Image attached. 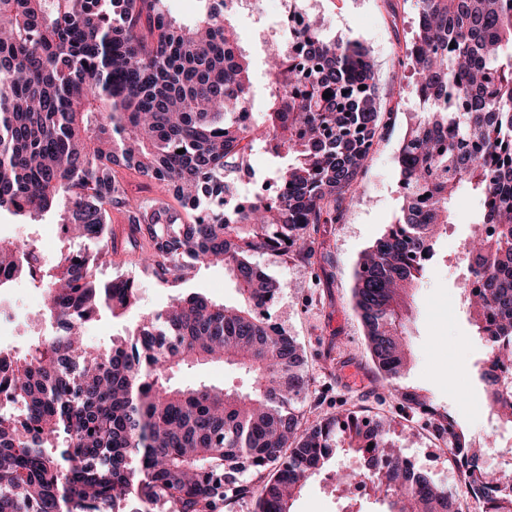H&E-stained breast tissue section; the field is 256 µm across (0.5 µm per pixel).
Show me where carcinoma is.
I'll return each instance as SVG.
<instances>
[{"mask_svg":"<svg viewBox=\"0 0 512 512\" xmlns=\"http://www.w3.org/2000/svg\"><path fill=\"white\" fill-rule=\"evenodd\" d=\"M202 2L185 25L166 0H0V212L53 211L68 239L97 243L94 254L44 260L33 244L0 238V277L39 283L41 321L65 330L23 353L0 349V392L17 404L0 413V512L30 502L40 512H223L247 494L255 512H290L339 448L364 461L388 512H459L410 463L378 475L395 455L380 423L350 411L302 427L292 408L309 390L302 355L261 313L285 285L252 257L311 261L318 225L339 223L391 120L367 48L308 21L306 53L275 55L257 116L236 0ZM403 64L419 112L396 157L401 216L359 259L352 299L381 381L416 415L433 402L397 384L411 360L413 297L461 191L480 200L454 257L481 273L463 300L468 322L482 342L512 337V0H417ZM256 149L284 192L225 208L229 174ZM122 169L179 209L130 195ZM114 211L127 221L119 232ZM118 254L162 280L222 265L240 304L189 293L105 349L80 345L89 321L136 303L135 279L102 282L93 270ZM209 361L244 369L250 388L171 384L174 369ZM477 380L498 404L501 377L483 365ZM453 456L485 512H512V474L485 468L462 432ZM245 463L262 475L256 488L237 477Z\"/></svg>","mask_w":512,"mask_h":512,"instance_id":"1","label":"carcinoma"}]
</instances>
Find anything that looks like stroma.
I'll use <instances>...</instances> for the list:
<instances>
[{"label": "stroma", "instance_id": "1", "mask_svg": "<svg viewBox=\"0 0 512 512\" xmlns=\"http://www.w3.org/2000/svg\"><path fill=\"white\" fill-rule=\"evenodd\" d=\"M316 14L327 35L351 33L364 42L375 65L381 102L393 109L394 116L391 124L378 132L366 171L352 199L344 204L340 222L320 226L315 236L314 264L292 254L269 252L256 257L269 276L284 283L270 313L304 353L310 392L296 402L295 409L306 426L348 409L383 422L389 443L403 457L452 493L462 512H479V504L460 487L455 461L441 441L417 419L400 412L395 396L382 388L352 304L359 256L388 224L395 222L403 204L398 195L395 157L418 110L405 95L410 72L402 65L416 26L415 0H317ZM279 24L278 14L268 8L266 0H258L255 8H243L237 19L238 37L250 61L256 88L267 84L268 45L258 32L265 29L278 33ZM478 207V199L469 193L457 198L455 223L441 244L444 259L426 277L416 297L410 323L412 361L404 382L448 411L468 432L474 446L485 448L489 445V425L484 395L465 381L473 371L477 341L465 313L453 318L448 315L449 306L461 301V272L447 257L469 235ZM0 237L35 242L39 255L45 259L66 246H83L79 240L66 242L54 213L35 222L2 213ZM119 274L135 278L137 303L122 318L105 313L89 323L85 339L92 347L111 345L113 337L164 309L174 298L191 292L220 303L238 300L234 286L220 267L200 268L195 278L184 282L163 281L152 272L134 267L128 256L119 255L112 266L97 271L103 280ZM202 381L238 388L249 383L243 370L221 361L188 366L172 375L173 384L181 388H191ZM354 460V455L337 451L325 469L295 497L292 512H387V503L370 493L353 500L340 497L336 474L348 470Z\"/></svg>", "mask_w": 512, "mask_h": 512}]
</instances>
